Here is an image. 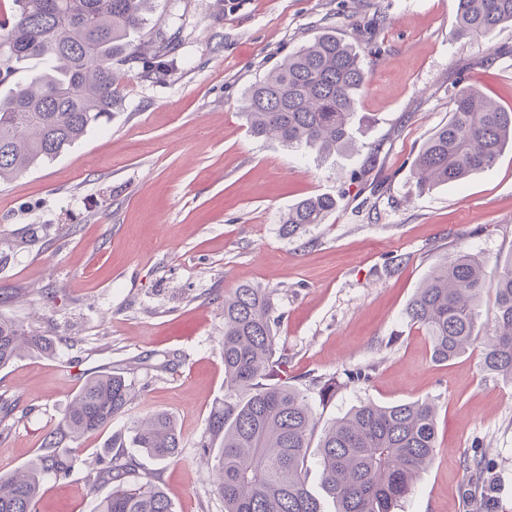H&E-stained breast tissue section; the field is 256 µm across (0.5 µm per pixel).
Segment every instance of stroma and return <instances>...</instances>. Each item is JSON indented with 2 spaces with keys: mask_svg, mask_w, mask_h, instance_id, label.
I'll list each match as a JSON object with an SVG mask.
<instances>
[{
  "mask_svg": "<svg viewBox=\"0 0 512 512\" xmlns=\"http://www.w3.org/2000/svg\"><path fill=\"white\" fill-rule=\"evenodd\" d=\"M150 19L182 39L168 80L130 76L98 129L0 181V314L54 348L0 368V475L42 454L87 377L119 373L134 400L74 440L73 471L47 478L36 512H98L112 486L96 464L117 454L127 482L154 481L174 512H224L200 440L224 399V298L250 284L273 293L277 352L318 429L368 400L436 404L437 453L394 512H512V383L483 371L477 346L435 362L405 316L433 267L466 252L491 273L512 255L511 147L462 183L422 193L413 178L457 90L512 108V26L457 37L455 0H157ZM331 28L368 73L354 148L321 156L253 137L245 90ZM317 195L336 209L283 235L281 213ZM25 224L41 225L36 243L17 244ZM355 371L363 380L348 381ZM316 379L336 381L328 402ZM157 411L177 423L178 456L114 450L113 435ZM477 453L478 504L466 467Z\"/></svg>",
  "mask_w": 512,
  "mask_h": 512,
  "instance_id": "35a3bbf8",
  "label": "stroma"
}]
</instances>
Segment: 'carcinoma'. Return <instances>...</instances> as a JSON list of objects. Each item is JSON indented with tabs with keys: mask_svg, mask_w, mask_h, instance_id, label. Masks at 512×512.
Segmentation results:
<instances>
[{
	"mask_svg": "<svg viewBox=\"0 0 512 512\" xmlns=\"http://www.w3.org/2000/svg\"><path fill=\"white\" fill-rule=\"evenodd\" d=\"M151 0H12L0 23V180L61 155L112 111L128 70L155 83L177 64V37L149 27ZM457 35L486 38L512 25V0H456ZM358 52L327 30L288 54L253 83L241 99L252 136L274 138L288 148L329 154L348 149L359 101L367 87ZM512 145V108L459 90L449 121L428 137L414 162L422 191L459 182L491 168ZM331 196H314L280 218L294 238L336 209ZM493 288L490 332L475 333L477 308ZM429 336L442 363L482 344L483 369L512 381V255L488 278L483 263L460 253L432 269L405 310ZM279 317L271 292L243 285L224 298V406L209 416V439L219 444L216 489L224 512H323L306 481L308 448L316 417L308 396L279 377L275 358ZM32 349L51 350L0 314V367ZM134 385L118 374L89 377L49 436V449L23 471L0 476V512H35L47 476L65 478L77 450L57 451L63 441L98 433L125 412ZM436 407L430 402L360 403L328 427L319 444L321 487L334 512H393L432 461ZM134 447L159 460L178 454L180 433L172 416L156 412L134 427ZM127 465L115 462L96 480L116 484L98 512H173L170 499L147 481L126 485Z\"/></svg>",
	"mask_w": 512,
	"mask_h": 512,
	"instance_id": "carcinoma-1",
	"label": "carcinoma"
}]
</instances>
